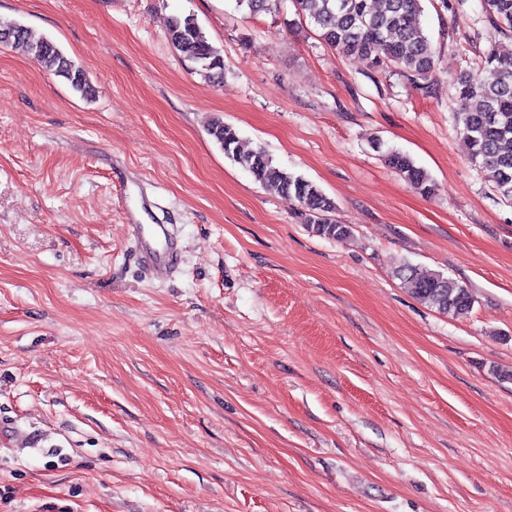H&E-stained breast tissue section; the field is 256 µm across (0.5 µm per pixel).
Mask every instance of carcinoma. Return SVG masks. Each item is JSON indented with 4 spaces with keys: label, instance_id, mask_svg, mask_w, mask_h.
<instances>
[{
    "label": "carcinoma",
    "instance_id": "carcinoma-1",
    "mask_svg": "<svg viewBox=\"0 0 512 512\" xmlns=\"http://www.w3.org/2000/svg\"><path fill=\"white\" fill-rule=\"evenodd\" d=\"M236 8L251 16L271 13L280 0H235ZM490 21L512 31V0H487ZM295 11L314 23L322 42L338 48L372 68H393L430 82L436 54L419 17L421 0H292ZM168 40L199 66L206 79L224 76V59L209 43L194 18L174 17ZM34 59L44 70L65 78L84 96L93 93L83 73L48 39H34L20 24H0V43ZM460 132L466 138L471 159L489 175L498 193L512 201V56L490 48L473 72L456 81ZM210 135L224 155L247 170L268 192L295 201L310 230L325 238L343 239L349 226L331 214L336 206L312 181L273 163L262 149L243 151L236 131L217 121ZM385 164L396 170L414 188L429 193L433 183L427 172L407 153L388 149ZM399 277L410 293L442 314L463 316L474 304L470 289L440 274L424 273L413 265L403 266Z\"/></svg>",
    "mask_w": 512,
    "mask_h": 512
}]
</instances>
